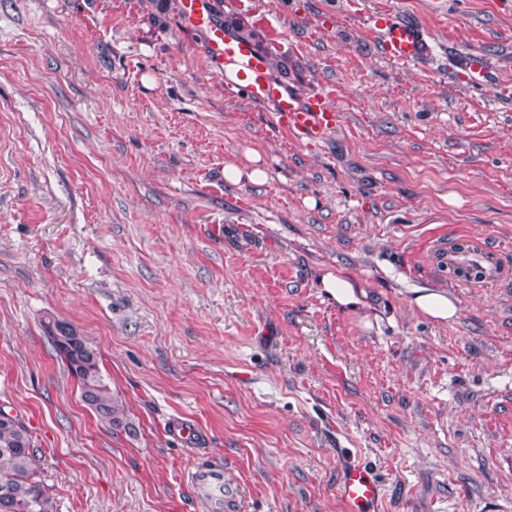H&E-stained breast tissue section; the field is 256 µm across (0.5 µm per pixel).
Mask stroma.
I'll return each mask as SVG.
<instances>
[{
  "mask_svg": "<svg viewBox=\"0 0 512 512\" xmlns=\"http://www.w3.org/2000/svg\"><path fill=\"white\" fill-rule=\"evenodd\" d=\"M229 2L295 63L289 90L340 108L328 140L228 86L178 13L0 0V409L57 512H202L181 479L202 456L243 512H345L346 458L382 512H512V276L448 268L465 241L512 268V0ZM380 13L428 30L426 64L384 55ZM426 289L456 317L423 314ZM50 321L97 348L137 436L84 405ZM323 288L329 292L332 298L341 305L355 303L356 297L349 282L332 274H327L321 279Z\"/></svg>",
  "mask_w": 512,
  "mask_h": 512,
  "instance_id": "stroma-1",
  "label": "stroma"
}]
</instances>
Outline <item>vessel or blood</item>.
Returning a JSON list of instances; mask_svg holds the SVG:
<instances>
[{
    "instance_id": "b4317fda",
    "label": "vessel or blood",
    "mask_w": 512,
    "mask_h": 512,
    "mask_svg": "<svg viewBox=\"0 0 512 512\" xmlns=\"http://www.w3.org/2000/svg\"><path fill=\"white\" fill-rule=\"evenodd\" d=\"M181 23L206 34L205 52L213 63L232 72L231 83L252 101L266 105L274 113L279 127L300 141L322 142L342 123L343 114L324 94L301 98L276 82L264 58L250 45L225 35L211 18L208 0H180ZM373 24L382 35L387 56L398 62L418 64L431 53V37L418 24L376 15ZM205 512H224L233 493L224 484L222 465L207 460L187 473ZM340 497L346 512H379L382 484L378 475L360 462L343 466Z\"/></svg>"
}]
</instances>
